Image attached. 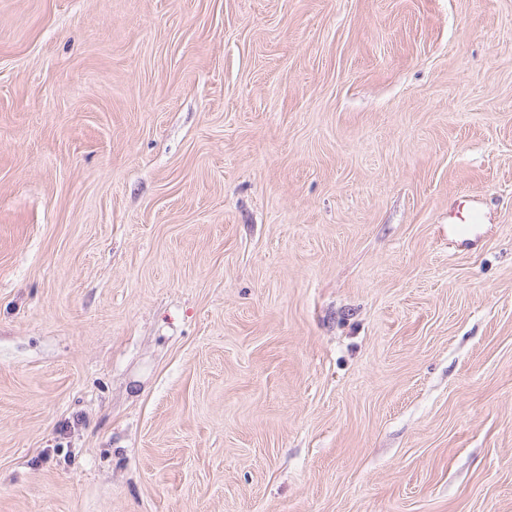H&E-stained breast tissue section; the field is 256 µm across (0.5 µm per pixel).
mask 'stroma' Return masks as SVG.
Here are the masks:
<instances>
[{
    "mask_svg": "<svg viewBox=\"0 0 512 512\" xmlns=\"http://www.w3.org/2000/svg\"><path fill=\"white\" fill-rule=\"evenodd\" d=\"M0 512H512V0H0Z\"/></svg>",
    "mask_w": 512,
    "mask_h": 512,
    "instance_id": "1",
    "label": "stroma"
}]
</instances>
